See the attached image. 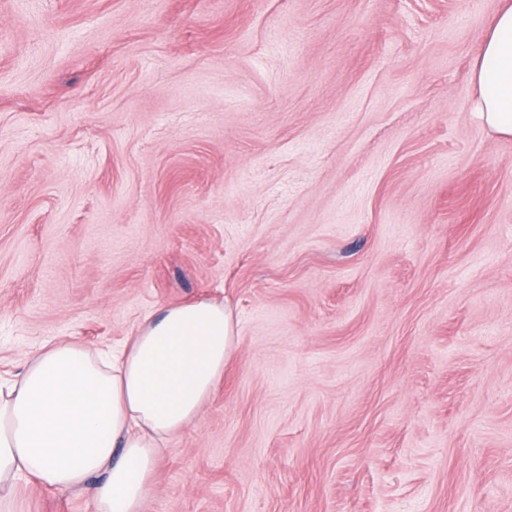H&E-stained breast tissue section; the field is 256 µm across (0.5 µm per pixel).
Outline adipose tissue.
Segmentation results:
<instances>
[{
	"label": "adipose tissue",
	"mask_w": 512,
	"mask_h": 512,
	"mask_svg": "<svg viewBox=\"0 0 512 512\" xmlns=\"http://www.w3.org/2000/svg\"><path fill=\"white\" fill-rule=\"evenodd\" d=\"M475 113L512 136V0L494 15L473 69ZM224 304L199 300L146 317L118 356L45 345L0 382V512H21L32 478L90 488L94 512H142L166 443L194 423L236 346Z\"/></svg>",
	"instance_id": "1"
}]
</instances>
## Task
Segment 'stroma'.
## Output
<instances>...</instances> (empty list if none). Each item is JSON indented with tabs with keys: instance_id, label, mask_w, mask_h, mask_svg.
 <instances>
[{
	"instance_id": "stroma-1",
	"label": "stroma",
	"mask_w": 512,
	"mask_h": 512,
	"mask_svg": "<svg viewBox=\"0 0 512 512\" xmlns=\"http://www.w3.org/2000/svg\"><path fill=\"white\" fill-rule=\"evenodd\" d=\"M499 6L0 0V374L214 300L236 348L143 512H512ZM494 15L473 69L475 113L493 133L512 136V2Z\"/></svg>"
}]
</instances>
